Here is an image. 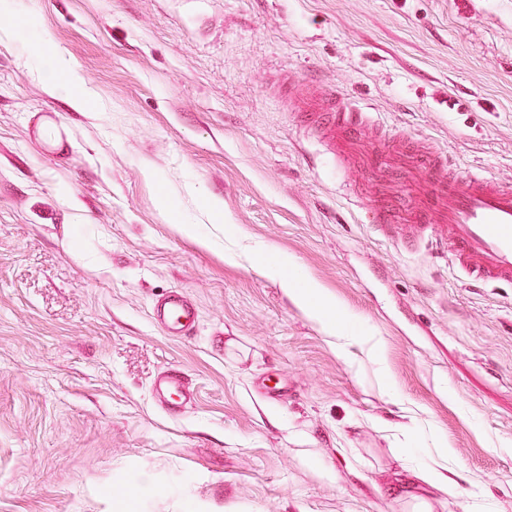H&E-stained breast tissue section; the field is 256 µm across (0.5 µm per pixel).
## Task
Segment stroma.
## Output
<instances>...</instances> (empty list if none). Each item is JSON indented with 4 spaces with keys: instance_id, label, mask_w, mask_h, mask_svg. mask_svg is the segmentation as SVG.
<instances>
[{
    "instance_id": "stroma-1",
    "label": "stroma",
    "mask_w": 512,
    "mask_h": 512,
    "mask_svg": "<svg viewBox=\"0 0 512 512\" xmlns=\"http://www.w3.org/2000/svg\"><path fill=\"white\" fill-rule=\"evenodd\" d=\"M28 28L94 89L86 109L45 92L10 39ZM291 83L512 183V0L0 10V512H465L410 474L437 437L512 512V283L367 223L368 175L305 132ZM280 256L381 362L339 355ZM175 289L197 308L185 337L153 315ZM170 367L193 391L177 415L153 391Z\"/></svg>"
}]
</instances>
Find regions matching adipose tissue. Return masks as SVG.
<instances>
[{
	"label": "adipose tissue",
	"instance_id": "obj_1",
	"mask_svg": "<svg viewBox=\"0 0 512 512\" xmlns=\"http://www.w3.org/2000/svg\"><path fill=\"white\" fill-rule=\"evenodd\" d=\"M16 41L20 50L32 59L50 94L64 99L76 110L92 100V89L78 72L69 69L65 51L53 45L46 35L23 31L17 34ZM276 264L278 271L288 275L289 293L296 303L304 307L327 334L339 339V352H346L348 345L367 339V332L359 328L353 318L337 314L335 301L325 295L317 283L299 276L298 267L291 259L280 257Z\"/></svg>",
	"mask_w": 512,
	"mask_h": 512
}]
</instances>
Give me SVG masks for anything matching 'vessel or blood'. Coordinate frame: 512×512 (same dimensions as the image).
<instances>
[{
  "mask_svg": "<svg viewBox=\"0 0 512 512\" xmlns=\"http://www.w3.org/2000/svg\"><path fill=\"white\" fill-rule=\"evenodd\" d=\"M291 100L304 124L319 132L329 153L361 168L377 183L378 193L364 206L368 223L440 225L451 248L452 263L471 281H512V185L496 183L478 169L459 170L446 152L420 147L392 148L389 162L380 163L376 155L359 149L364 112L335 87L316 97L295 92ZM412 170L424 175L425 187L408 206L390 192L389 180ZM154 315L170 332L180 334L194 324L196 308L185 293L172 291L155 306ZM154 390L171 413L179 408L172 395H188L185 379L176 369L163 371Z\"/></svg>",
  "mask_w": 512,
  "mask_h": 512,
  "instance_id": "obj_1",
  "label": "vessel or blood"
}]
</instances>
